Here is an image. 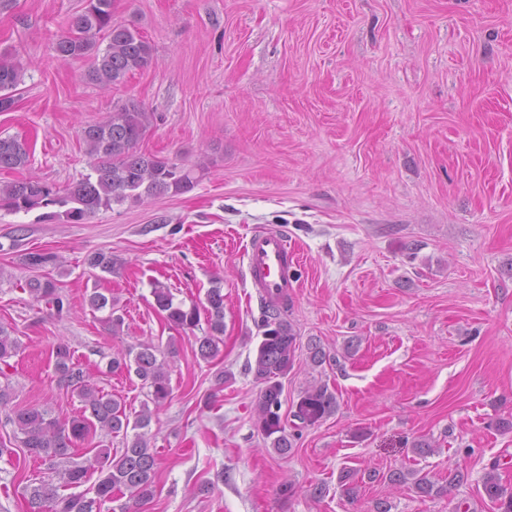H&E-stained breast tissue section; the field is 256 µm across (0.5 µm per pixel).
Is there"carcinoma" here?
Listing matches in <instances>:
<instances>
[{
    "label": "carcinoma",
    "instance_id": "carcinoma-1",
    "mask_svg": "<svg viewBox=\"0 0 512 512\" xmlns=\"http://www.w3.org/2000/svg\"><path fill=\"white\" fill-rule=\"evenodd\" d=\"M107 40L98 42V36ZM56 60L89 57L88 80L105 88L126 83L130 74L147 69L153 60V48L136 29L113 19V0H86L83 13L69 21L68 31L51 44ZM25 69L14 55L0 54V112L15 106V91L23 82ZM154 115L135 100L115 108L102 121L82 127V140L90 159V173L61 189L41 178L30 176L20 181L0 184V209L29 213L38 209L59 207L50 216L70 224H81L102 209L126 202L141 203L168 194L192 190L200 181L204 167L185 168L172 161L140 149V142L151 126ZM31 165V151L26 140L18 136L0 137V170H23ZM24 265L36 272L26 283L35 301L62 311L64 296L59 281L47 271L57 266V255L42 250L24 256ZM152 294L158 312L170 326L193 330L205 311L207 331L197 338L195 356L210 362L218 358L224 334V293L215 282L206 294L207 306L188 308L174 304L170 288L157 282ZM88 304L94 311L106 310L105 322L112 333L122 331L124 318L118 314V299L94 292ZM287 303L263 306L262 339L254 361L248 364L256 382L262 384L256 404L257 424L262 434L272 439L271 445L281 456L293 448V442L282 422L281 378L293 369L297 334L291 322L282 318ZM20 348L18 338L0 325V366H10L9 360ZM158 349L143 342L138 349L118 350L108 362L111 373H134L147 389V402L135 419H130L124 404L104 392L89 380V375L73 362L74 352L63 342L52 349L59 386L71 390L83 407L79 415L60 418L51 410L30 406L13 411L10 421L15 426L14 439L18 447L41 462L43 469L27 492L26 512H94L104 508L119 495L138 500L153 496L158 452L151 446L149 426L153 412L164 407L172 396V386L166 359H158ZM338 409L336 394L327 384L314 382L300 394L293 412L294 419L308 426L334 414ZM132 438L118 453L100 449L84 460H75L78 445L88 441L90 433L100 429L110 434H128ZM98 479L87 490L79 487L88 481L89 472ZM357 471L347 470L340 477V487L348 498H354L359 488ZM383 479L392 486L412 483L425 497H442L464 483L467 476L459 470L448 471V481L441 484L419 470H395L386 475L376 472L368 479ZM483 491L496 512H512V487L504 484L498 465L492 464L482 478Z\"/></svg>",
    "mask_w": 512,
    "mask_h": 512
}]
</instances>
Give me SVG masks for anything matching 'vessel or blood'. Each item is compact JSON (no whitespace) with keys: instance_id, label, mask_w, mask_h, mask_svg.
I'll return each mask as SVG.
<instances>
[{"instance_id":"obj_1","label":"vessel or blood","mask_w":512,"mask_h":512,"mask_svg":"<svg viewBox=\"0 0 512 512\" xmlns=\"http://www.w3.org/2000/svg\"><path fill=\"white\" fill-rule=\"evenodd\" d=\"M245 256L251 285L263 301H277L295 287L289 268L297 254L282 231L254 232L245 246Z\"/></svg>"}]
</instances>
